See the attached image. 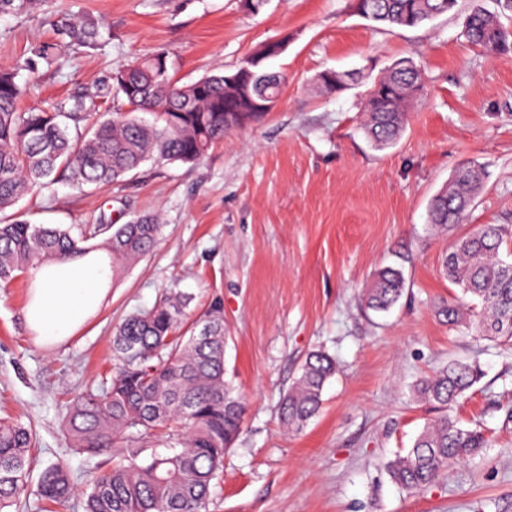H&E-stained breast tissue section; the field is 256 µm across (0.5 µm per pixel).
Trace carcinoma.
Masks as SVG:
<instances>
[{
  "mask_svg": "<svg viewBox=\"0 0 512 512\" xmlns=\"http://www.w3.org/2000/svg\"><path fill=\"white\" fill-rule=\"evenodd\" d=\"M458 0H364V17L391 27H417L454 10ZM464 34L487 54L508 47L498 15L473 0ZM69 43L92 48L101 33L93 24L66 31ZM58 47L40 43L10 69H0V283L17 275L101 253L116 275L156 245L161 225L155 216L125 224H32L13 208L36 187L60 180L72 185L118 183L146 164L200 160L234 128L260 119L268 103L281 96L278 73L255 77L239 87L223 72L185 85L173 81L163 52L137 60L114 73L113 88L126 112L91 119L94 99L74 96L47 109L21 112L25 92L18 77L38 63L52 65ZM370 83L364 102V132L377 148L395 144L406 114L424 86L420 68L395 61ZM152 115L148 122L138 113ZM484 175L472 165L458 167L432 198L430 223L448 230L464 222L480 195ZM512 233L487 224L458 238L446 253L445 275L462 291V300L443 305L448 324L470 328L512 349V262L499 256ZM404 291L395 269L379 272L366 294L369 308L387 310ZM185 301L169 294L149 309L128 315L112 337V373L95 390L76 396L64 429L72 447L112 456L89 483L83 512H209L214 480L224 455L239 436L247 411L225 380L224 310L213 302L187 329ZM335 372L322 352L308 354L299 376L282 398L280 417L291 431L302 430L322 405L321 393ZM474 363L451 362L415 385L420 403L438 409L412 446L388 462L394 483L409 494L429 486L449 465L474 458L491 447L480 427H465L453 408L480 380ZM32 431L20 420L0 417V512L30 491L28 448ZM66 467L52 464L38 480L36 495L56 504L71 497Z\"/></svg>",
  "mask_w": 512,
  "mask_h": 512,
  "instance_id": "1",
  "label": "carcinoma"
}]
</instances>
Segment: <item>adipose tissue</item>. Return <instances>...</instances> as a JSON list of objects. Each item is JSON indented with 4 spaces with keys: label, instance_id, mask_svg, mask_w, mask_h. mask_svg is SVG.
I'll return each mask as SVG.
<instances>
[{
    "label": "adipose tissue",
    "instance_id": "1",
    "mask_svg": "<svg viewBox=\"0 0 512 512\" xmlns=\"http://www.w3.org/2000/svg\"><path fill=\"white\" fill-rule=\"evenodd\" d=\"M103 272L89 264L72 262L56 266L40 278V305L31 323L42 342L66 338L68 331L98 302Z\"/></svg>",
    "mask_w": 512,
    "mask_h": 512
}]
</instances>
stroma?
<instances>
[{
    "instance_id": "stroma-1",
    "label": "stroma",
    "mask_w": 512,
    "mask_h": 512,
    "mask_svg": "<svg viewBox=\"0 0 512 512\" xmlns=\"http://www.w3.org/2000/svg\"><path fill=\"white\" fill-rule=\"evenodd\" d=\"M468 7L459 0L416 28L367 20L354 0H271L256 15L239 0H37L28 12L0 14V68L37 43L60 48L55 64L21 72L24 110L81 93L100 112H120L112 75L134 59L165 52L184 84L288 40L268 64L285 76L277 107L198 163L147 166L83 191L62 181L20 201L35 224L158 214L162 230L149 255L104 281L100 303L62 341L38 342L26 317L30 277L0 287V415L30 425L34 472L63 462L73 486L64 505L32 494L12 512H82L98 460L69 448L64 408L100 383L115 327L169 292L189 297L191 320L222 302L225 378L248 405L210 512H512V423L497 407L512 394V349L452 329L440 313L461 295L442 272L454 239L484 224L512 226V52L489 55L466 41ZM85 22L99 27L100 45L68 46L66 28ZM401 58L422 67L424 90L402 137L380 150L362 129L364 86L329 92L315 77L378 73ZM466 163L483 168L484 188L464 224L435 233L430 202ZM384 267L402 273L405 291L375 312L365 293ZM319 349L337 364L321 411L285 432L279 400ZM473 359L482 377L455 414L494 428L493 447L420 493L403 491L387 464L436 415L415 401V384Z\"/></svg>"
}]
</instances>
